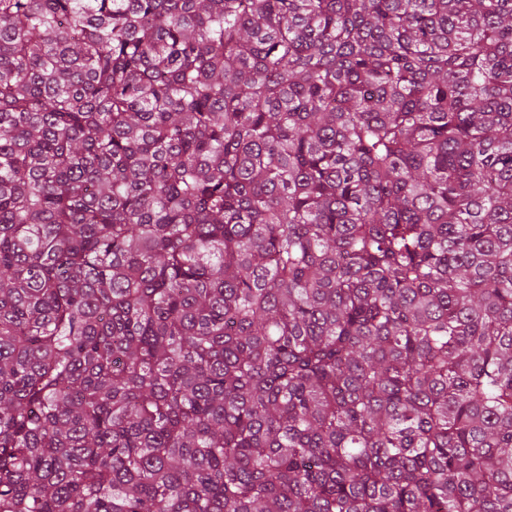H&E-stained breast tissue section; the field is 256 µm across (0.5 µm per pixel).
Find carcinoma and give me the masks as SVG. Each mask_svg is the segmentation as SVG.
Returning a JSON list of instances; mask_svg holds the SVG:
<instances>
[{"label": "carcinoma", "mask_w": 512, "mask_h": 512, "mask_svg": "<svg viewBox=\"0 0 512 512\" xmlns=\"http://www.w3.org/2000/svg\"><path fill=\"white\" fill-rule=\"evenodd\" d=\"M0 512H512V0H0Z\"/></svg>", "instance_id": "1"}]
</instances>
